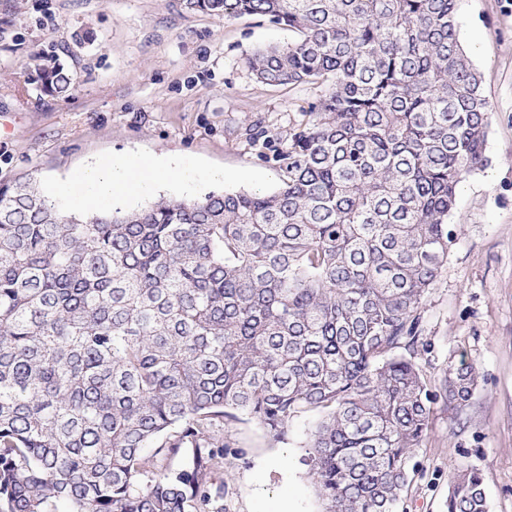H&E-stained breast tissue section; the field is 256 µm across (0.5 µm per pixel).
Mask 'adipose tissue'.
<instances>
[{"label":"adipose tissue","instance_id":"1","mask_svg":"<svg viewBox=\"0 0 512 512\" xmlns=\"http://www.w3.org/2000/svg\"><path fill=\"white\" fill-rule=\"evenodd\" d=\"M170 177L192 187L203 179L223 181L224 173L200 171L180 156L157 160L112 155L95 159L76 170L65 183L53 188L51 199L65 209L81 211L92 204H116L149 193L157 183Z\"/></svg>","mask_w":512,"mask_h":512}]
</instances>
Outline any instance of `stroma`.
I'll return each mask as SVG.
<instances>
[{
	"mask_svg": "<svg viewBox=\"0 0 512 512\" xmlns=\"http://www.w3.org/2000/svg\"><path fill=\"white\" fill-rule=\"evenodd\" d=\"M459 41L489 101L484 169L465 177L448 221L456 237L421 307L419 361L434 392L449 367L472 364L479 385L466 406H432L404 512H445L450 477L476 470L487 512H512V0H456ZM294 34L255 16L188 13L180 0H0V184L45 187L108 155H181L223 170L224 182L177 183L138 197L199 201L212 192L270 193L282 179L272 139L301 123L323 83L258 82L246 58ZM37 55L69 70L68 98L45 94ZM316 410L296 413L284 440L255 419L224 424V512H323L306 463Z\"/></svg>",
	"mask_w": 512,
	"mask_h": 512,
	"instance_id": "stroma-1",
	"label": "stroma"
}]
</instances>
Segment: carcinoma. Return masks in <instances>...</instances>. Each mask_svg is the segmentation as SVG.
<instances>
[{"label": "carcinoma", "mask_w": 512, "mask_h": 512, "mask_svg": "<svg viewBox=\"0 0 512 512\" xmlns=\"http://www.w3.org/2000/svg\"><path fill=\"white\" fill-rule=\"evenodd\" d=\"M296 39L247 57L269 85L326 82L277 150L272 193L65 213L0 186V512H224V420L324 416L326 512H398L437 394L421 305L485 162L488 101L455 0H182ZM44 93L67 98L58 63ZM476 368H448L461 407ZM447 512H486L477 471Z\"/></svg>", "instance_id": "1"}]
</instances>
